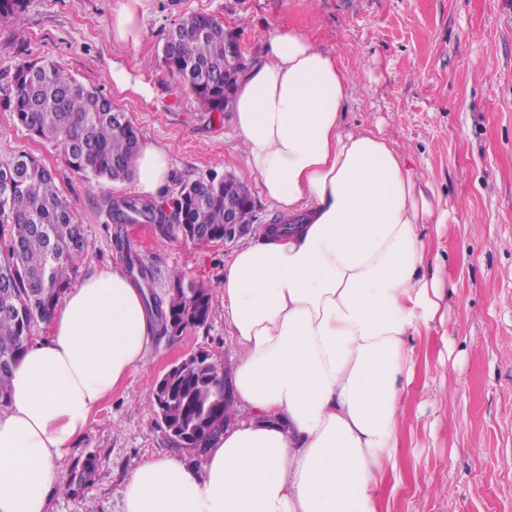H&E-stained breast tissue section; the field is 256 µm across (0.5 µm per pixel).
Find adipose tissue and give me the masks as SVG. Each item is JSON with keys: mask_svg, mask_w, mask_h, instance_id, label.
Here are the masks:
<instances>
[{"mask_svg": "<svg viewBox=\"0 0 512 512\" xmlns=\"http://www.w3.org/2000/svg\"><path fill=\"white\" fill-rule=\"evenodd\" d=\"M349 72L305 32L271 28L231 101L245 164L296 232L232 256L221 282L238 355L230 426L200 463L145 461L122 512H379L396 469L414 337L443 324L442 259L426 233L440 199L382 127L345 128ZM171 158L145 141L138 190ZM12 371L0 410V512H48L60 463L157 335L118 267L83 279Z\"/></svg>", "mask_w": 512, "mask_h": 512, "instance_id": "adipose-tissue-1", "label": "adipose tissue"}]
</instances>
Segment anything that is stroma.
Instances as JSON below:
<instances>
[{
  "label": "stroma",
  "mask_w": 512,
  "mask_h": 512,
  "mask_svg": "<svg viewBox=\"0 0 512 512\" xmlns=\"http://www.w3.org/2000/svg\"><path fill=\"white\" fill-rule=\"evenodd\" d=\"M120 2L27 0L18 22L0 21V70L28 54L59 63L127 112L142 139L168 150V191L231 172L248 186L261 224L277 210L244 162L230 114L201 111L161 63L169 32L187 15L213 16L240 34L251 64L268 28H295L358 76L344 123L381 124L409 152L418 181L440 195L448 217L427 231L455 286L443 328L414 339L397 472L386 477L380 512H512V0H140L135 45L112 37ZM116 61L153 86L152 99L116 87ZM21 153L56 170L83 226L79 277L122 264L106 200L138 196L135 181L69 170L56 147L0 108V162ZM127 233L154 268L156 291L167 293L177 277L204 286L210 316L157 338L146 362L99 405L63 464L68 472L96 457L95 481L75 492L61 479L49 512H120L126 475L171 452L150 404L157 378L200 349L228 363L237 355L221 294L235 245L163 237L145 224Z\"/></svg>",
  "instance_id": "stroma-1"
}]
</instances>
